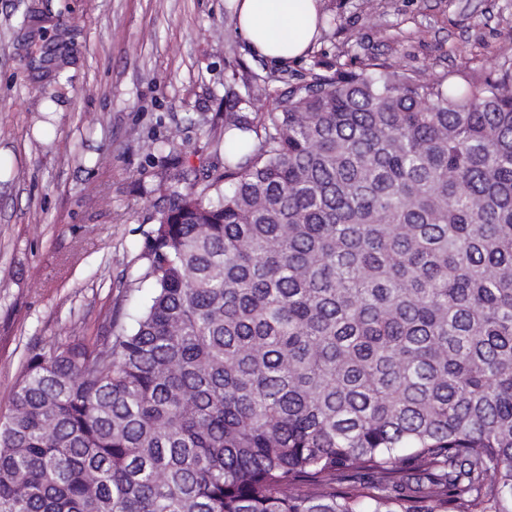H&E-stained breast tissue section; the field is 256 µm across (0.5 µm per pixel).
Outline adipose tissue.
<instances>
[{
  "label": "adipose tissue",
  "mask_w": 512,
  "mask_h": 512,
  "mask_svg": "<svg viewBox=\"0 0 512 512\" xmlns=\"http://www.w3.org/2000/svg\"><path fill=\"white\" fill-rule=\"evenodd\" d=\"M321 0H236L234 26L253 55L283 66L303 56L318 33Z\"/></svg>",
  "instance_id": "obj_1"
}]
</instances>
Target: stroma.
<instances>
[{
	"label": "stroma",
	"instance_id": "1",
	"mask_svg": "<svg viewBox=\"0 0 512 512\" xmlns=\"http://www.w3.org/2000/svg\"><path fill=\"white\" fill-rule=\"evenodd\" d=\"M43 16L27 29V7ZM231 0H0V418L39 347L133 323L168 173L155 144L180 129L184 167L224 136L225 76L261 71L233 31ZM311 49L289 62L407 57L420 70L512 55V0H322ZM339 26H332V18ZM65 40L53 72L32 56Z\"/></svg>",
	"mask_w": 512,
	"mask_h": 512
}]
</instances>
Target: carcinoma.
Returning <instances> with one entry per match:
<instances>
[{
  "instance_id": "carcinoma-1",
  "label": "carcinoma",
  "mask_w": 512,
  "mask_h": 512,
  "mask_svg": "<svg viewBox=\"0 0 512 512\" xmlns=\"http://www.w3.org/2000/svg\"><path fill=\"white\" fill-rule=\"evenodd\" d=\"M231 79L144 311L27 360L0 512H512V57Z\"/></svg>"
}]
</instances>
